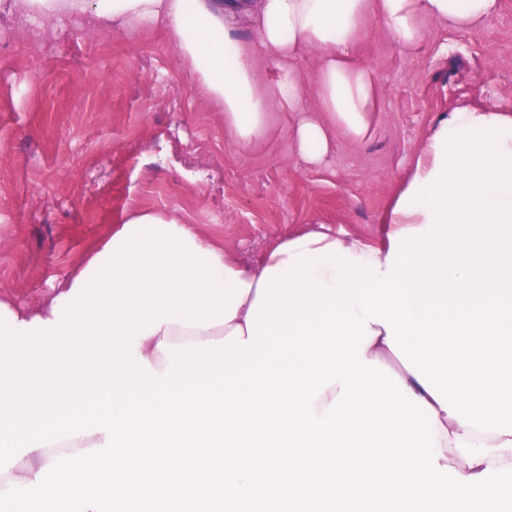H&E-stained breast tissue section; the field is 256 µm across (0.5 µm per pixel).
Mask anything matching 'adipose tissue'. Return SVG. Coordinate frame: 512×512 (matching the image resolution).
Segmentation results:
<instances>
[{"label":"adipose tissue","instance_id":"obj_1","mask_svg":"<svg viewBox=\"0 0 512 512\" xmlns=\"http://www.w3.org/2000/svg\"><path fill=\"white\" fill-rule=\"evenodd\" d=\"M499 7L500 0H0V17L16 18L21 24L36 18L49 22L78 17L89 28L117 35L139 25L159 30L195 77L207 109L223 114L224 129L235 145L248 148L267 141L273 133L271 113L278 110L293 118L295 152L307 163L317 164L337 137L353 143L363 141L377 121L380 82L359 53L369 22H378L398 44L413 48L422 40L425 22L475 28L493 17ZM312 52L317 55V68L309 79L299 62ZM263 61L273 64L274 76L262 75L259 64ZM435 152L434 137H427L382 212L383 234L379 239L321 224L288 234L255 265L229 257L220 242L174 214L146 209L126 213L119 231L129 230L131 223L140 220L175 225L191 245L209 251L211 261L219 267L215 282H224L232 274L250 287L231 321L204 330L164 323L153 335L140 339L136 353L161 372L168 363L161 344L215 341L245 326L265 269L283 265L295 253L333 243L350 256L386 266L391 236L408 228H423L428 222L425 213L401 211L397 205L412 183L434 172ZM98 263V255H90L85 265L69 274L37 307L0 300V310L6 311L11 327L17 330L37 320L54 321L58 298L67 295L76 280L85 278ZM369 329L373 338L364 347V359L388 366L408 391L435 410L439 465L467 477L489 467L512 466L511 434L478 431L448 417L391 351L386 328L373 323ZM104 437L99 431L24 454L0 475V490L13 481L24 485L34 481L59 448L99 446Z\"/></svg>","mask_w":512,"mask_h":512}]
</instances>
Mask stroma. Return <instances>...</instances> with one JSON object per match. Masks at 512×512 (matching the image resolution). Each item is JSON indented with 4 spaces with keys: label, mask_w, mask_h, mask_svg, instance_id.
Wrapping results in <instances>:
<instances>
[{
    "label": "stroma",
    "mask_w": 512,
    "mask_h": 512,
    "mask_svg": "<svg viewBox=\"0 0 512 512\" xmlns=\"http://www.w3.org/2000/svg\"><path fill=\"white\" fill-rule=\"evenodd\" d=\"M360 51L381 81L379 119L313 167L284 112L270 140L234 145L152 29L118 36L65 17L21 32L0 18V299L39 304L131 208L185 217L246 261L311 225L374 237L441 115L512 110V0L477 28L426 22L414 49L369 22Z\"/></svg>",
    "instance_id": "obj_1"
}]
</instances>
